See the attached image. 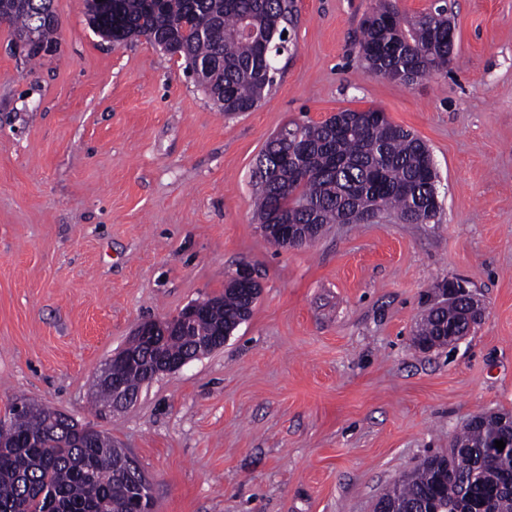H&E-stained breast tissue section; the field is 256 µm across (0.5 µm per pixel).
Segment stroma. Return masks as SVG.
<instances>
[{
	"label": "stroma",
	"mask_w": 512,
	"mask_h": 512,
	"mask_svg": "<svg viewBox=\"0 0 512 512\" xmlns=\"http://www.w3.org/2000/svg\"><path fill=\"white\" fill-rule=\"evenodd\" d=\"M373 0H298L270 93L227 116L183 59L113 43L54 0L57 52L26 63L0 26V410L62 409L127 450L154 512H373L472 416L512 411V0H448L457 60L404 87L359 62ZM378 108L429 147L434 224H330L277 248L253 172L291 122ZM262 293L224 346L94 405L141 322ZM484 306L461 341L417 349L439 287Z\"/></svg>",
	"instance_id": "obj_1"
}]
</instances>
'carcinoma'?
Listing matches in <instances>:
<instances>
[{
	"mask_svg": "<svg viewBox=\"0 0 512 512\" xmlns=\"http://www.w3.org/2000/svg\"><path fill=\"white\" fill-rule=\"evenodd\" d=\"M54 0H0V24L33 61L58 49ZM98 34L120 42L142 37L188 72L200 70L201 86L226 115L254 110L278 72L282 35L295 26L296 0H85ZM361 61L376 73L391 71L408 87L448 71L456 59L448 44V5L412 18L394 0H377L361 25ZM259 224H290L303 235L310 225L368 224L393 217L431 224L439 211L437 172L427 145L390 122L378 109L346 110L323 122L284 126L261 151L254 171ZM245 295L226 285L198 316L171 332L167 357L196 351L203 337L238 323ZM443 313L432 309L415 334L418 347H444L455 338L441 332ZM132 368L112 367L124 390L135 394L147 379L154 350L133 339ZM0 433V512H134L140 493L112 438L89 427L70 436L57 428L47 405L15 402ZM460 430L448 453L424 457L390 486L377 505L386 512H512V448L490 454L486 445L508 438L512 413H480Z\"/></svg>",
	"mask_w": 512,
	"mask_h": 512,
	"instance_id": "carcinoma-1",
	"label": "carcinoma"
}]
</instances>
